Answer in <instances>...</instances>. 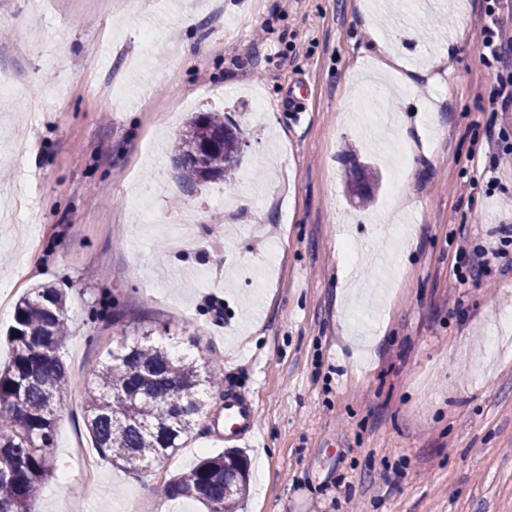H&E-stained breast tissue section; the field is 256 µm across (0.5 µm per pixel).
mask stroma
I'll use <instances>...</instances> for the list:
<instances>
[{
    "label": "stroma",
    "mask_w": 512,
    "mask_h": 512,
    "mask_svg": "<svg viewBox=\"0 0 512 512\" xmlns=\"http://www.w3.org/2000/svg\"><path fill=\"white\" fill-rule=\"evenodd\" d=\"M481 12L482 0H0V361L29 288L62 289L71 326L74 386L33 512L83 498L123 512L134 494L150 512H206L163 488L223 452L210 430L222 398L138 476L98 455L84 425L98 360L118 330L147 326L209 354L256 403L237 512H512V272L449 282L459 246H496L512 223V169L468 160L487 134L512 133V108L488 100ZM380 37L394 72L379 68ZM299 78L300 115L283 106ZM203 110L237 123L245 147L233 179L191 189L168 143ZM356 163L380 176L371 202L347 188ZM229 193L244 201L230 219L210 208ZM187 206L202 216L192 247L143 236L140 210ZM83 454L97 464L90 499Z\"/></svg>",
    "instance_id": "obj_1"
}]
</instances>
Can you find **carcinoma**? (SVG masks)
<instances>
[{
	"label": "carcinoma",
	"mask_w": 512,
	"mask_h": 512,
	"mask_svg": "<svg viewBox=\"0 0 512 512\" xmlns=\"http://www.w3.org/2000/svg\"><path fill=\"white\" fill-rule=\"evenodd\" d=\"M245 145L242 129L217 112H199L176 138L173 161L183 183L233 178ZM366 169L348 170L349 187L372 199ZM9 363L0 368V512H31L55 470L51 454L55 411L72 377L61 350L69 333L67 297L51 287L30 289L14 306ZM210 359L175 353L152 330L121 340L97 364L85 391L84 420L94 447L131 473L183 447L202 421L206 399L222 392ZM247 461L224 452L201 460L164 487L167 496H190L208 512H235L246 493Z\"/></svg>",
	"instance_id": "cac0c4a2"
}]
</instances>
